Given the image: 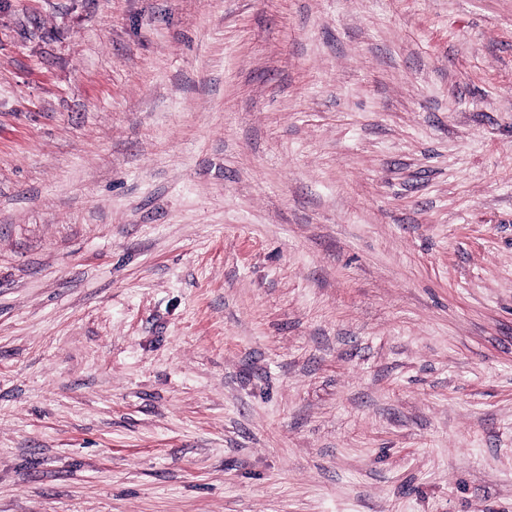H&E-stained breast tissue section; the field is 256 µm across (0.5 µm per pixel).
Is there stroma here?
I'll return each instance as SVG.
<instances>
[{"instance_id": "35a3bbf8", "label": "stroma", "mask_w": 512, "mask_h": 512, "mask_svg": "<svg viewBox=\"0 0 512 512\" xmlns=\"http://www.w3.org/2000/svg\"><path fill=\"white\" fill-rule=\"evenodd\" d=\"M0 512H512V0H0Z\"/></svg>"}]
</instances>
